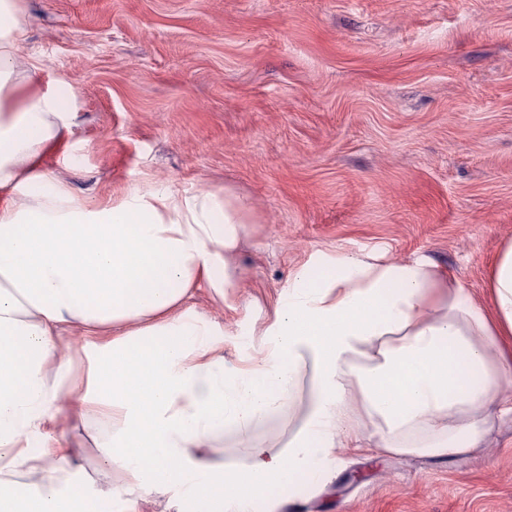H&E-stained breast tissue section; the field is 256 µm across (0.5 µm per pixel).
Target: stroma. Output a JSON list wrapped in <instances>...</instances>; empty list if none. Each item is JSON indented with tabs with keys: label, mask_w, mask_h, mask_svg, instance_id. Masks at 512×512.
Returning <instances> with one entry per match:
<instances>
[{
	"label": "stroma",
	"mask_w": 512,
	"mask_h": 512,
	"mask_svg": "<svg viewBox=\"0 0 512 512\" xmlns=\"http://www.w3.org/2000/svg\"><path fill=\"white\" fill-rule=\"evenodd\" d=\"M36 80L73 115L44 159L80 200L131 184L253 207L232 300L190 304L256 353L297 267L342 254L425 263L490 307L512 241V0H20ZM289 416L258 431L285 448ZM278 512H512V415L469 453L340 449Z\"/></svg>",
	"instance_id": "obj_1"
}]
</instances>
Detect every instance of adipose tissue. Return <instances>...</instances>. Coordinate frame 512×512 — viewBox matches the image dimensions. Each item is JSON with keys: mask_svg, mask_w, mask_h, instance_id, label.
I'll return each instance as SVG.
<instances>
[{"mask_svg": "<svg viewBox=\"0 0 512 512\" xmlns=\"http://www.w3.org/2000/svg\"><path fill=\"white\" fill-rule=\"evenodd\" d=\"M25 34L19 0H0V512H137L173 489L189 512H252L297 477L330 472L333 449L453 457L512 414L499 396L512 378V243L492 269L490 315L421 263L340 255L324 276L303 265L259 352L226 366L223 328L186 300L204 284L226 301L249 205L137 185L114 201L74 199L42 165L69 115L20 83V64L43 66L24 58ZM69 324L83 340L67 358ZM307 367L302 427L273 451L255 434L290 412ZM227 433L242 461L219 447ZM83 446L98 475L123 483L75 487Z\"/></svg>", "mask_w": 512, "mask_h": 512, "instance_id": "1", "label": "adipose tissue"}]
</instances>
